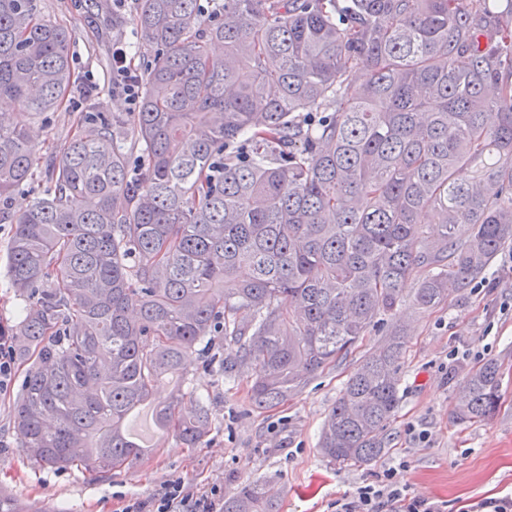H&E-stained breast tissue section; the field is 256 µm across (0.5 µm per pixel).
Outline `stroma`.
Returning a JSON list of instances; mask_svg holds the SVG:
<instances>
[{"mask_svg": "<svg viewBox=\"0 0 512 512\" xmlns=\"http://www.w3.org/2000/svg\"><path fill=\"white\" fill-rule=\"evenodd\" d=\"M137 0H38L40 18L70 34V89L51 112L36 116L13 102L0 103L15 126H43L38 139L39 167L29 186L16 192L10 213L25 210L46 188V166L70 139L86 130L88 112L127 115L119 89L112 85V46L123 43L135 69H144L151 45L136 37ZM121 14L122 25L112 23ZM14 227L0 222V326L19 330L25 303L7 277L8 247ZM387 330H403L398 411L388 427L389 452L370 465L331 463L319 448L320 431L340 389L364 356L384 341L376 334L346 358L326 368L300 392L272 410L250 398V382L197 374L182 384L183 409L208 405L213 429L201 447H185L176 437H160L153 407L166 403L171 384H163L152 403L132 412L125 427L152 452L127 468L96 473L83 468L55 471L29 463L12 423L27 370L16 363L12 381L0 391V490L35 512H126L151 502L173 480L192 490L211 487L232 495L245 483L266 481L277 488L282 512H335L341 494L376 476L393 462L408 465L402 479L410 493L444 502L445 512L512 493V246L497 255L487 278L473 281L429 311L405 310L388 320ZM502 369L499 408L487 421L455 418L457 398L474 369L487 362Z\"/></svg>", "mask_w": 512, "mask_h": 512, "instance_id": "obj_1", "label": "stroma"}]
</instances>
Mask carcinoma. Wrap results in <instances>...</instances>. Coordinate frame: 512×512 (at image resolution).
Returning <instances> with one entry per match:
<instances>
[{
    "mask_svg": "<svg viewBox=\"0 0 512 512\" xmlns=\"http://www.w3.org/2000/svg\"><path fill=\"white\" fill-rule=\"evenodd\" d=\"M134 26L156 50L138 111L94 115L9 217V278L37 296L15 341L34 363L13 427L38 467L108 473L148 455L123 421L187 378L195 351L277 407L512 244V0H139ZM355 67L369 78L351 87ZM70 80L67 31L37 0H0V98L44 113ZM37 166L32 128L0 124V202ZM403 348L389 333L344 383L322 429L329 461L388 452ZM500 383L496 363L476 368L456 417H492ZM177 403L154 408L155 426L196 448L209 408ZM224 512L279 503L253 481Z\"/></svg>",
    "mask_w": 512,
    "mask_h": 512,
    "instance_id": "1",
    "label": "carcinoma"
}]
</instances>
